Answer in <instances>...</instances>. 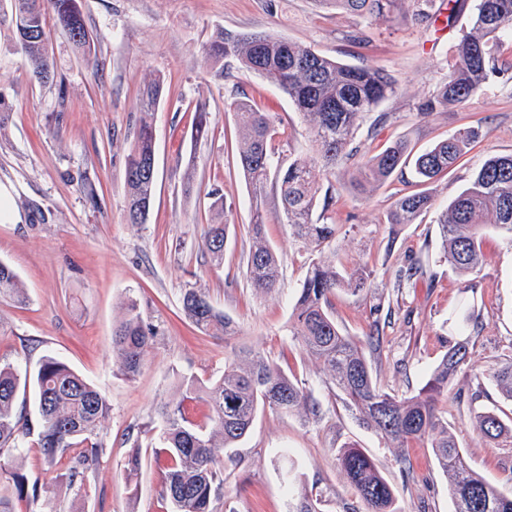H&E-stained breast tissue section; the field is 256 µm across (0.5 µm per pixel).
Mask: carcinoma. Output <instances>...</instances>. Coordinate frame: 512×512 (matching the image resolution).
Wrapping results in <instances>:
<instances>
[{
  "label": "carcinoma",
  "mask_w": 512,
  "mask_h": 512,
  "mask_svg": "<svg viewBox=\"0 0 512 512\" xmlns=\"http://www.w3.org/2000/svg\"><path fill=\"white\" fill-rule=\"evenodd\" d=\"M319 4L364 21H390L402 0H317ZM414 10L405 21L415 24L433 19L434 0H412ZM9 4L11 22L24 63L34 79L53 76L46 16L87 57L91 36L86 29L79 0H0ZM512 39V0H475L471 27L458 40L452 62L436 89L418 109L430 114L450 105L466 103L489 85L493 76L507 70L499 66L502 38ZM217 62H233L244 75L266 80L294 104L309 124L315 147L311 155L289 153L288 166L275 163L269 142L276 118L260 112L242 99L224 103V109L239 118L241 136L236 166L251 188L252 221L245 277L258 294H271L280 287L278 256L265 238L267 187L273 184L283 223L321 253L336 237V225L313 218L317 204L327 212L334 204L330 194L319 196L321 182L336 166L352 169L350 184L360 193L370 184H382L394 173L412 165L425 183L450 169L466 150L482 137V127L471 126L448 137L423 153L410 157L408 145L395 141L368 155L354 145L364 117L396 93L395 81L382 68L349 65L314 48L273 34L219 32L206 47ZM160 83H148L141 95V116L126 158L124 190L127 219L146 222L153 201L155 134L153 116L160 99ZM217 221L208 225L204 250L214 266L224 264V248L230 225L224 220V195L209 192ZM434 204L426 191L403 195L387 213L389 224H413ZM443 258L454 270L472 273L483 261V243L488 230L512 237V155L492 156L482 162L469 184L441 212L438 220ZM367 282L364 268L340 270L323 258L312 261L298 288L292 311V334L303 350L322 366L329 380L355 408L360 419L395 448L405 449L428 440L436 467L448 479V494L454 512H512V492L487 482L466 463L454 435L438 407L448 395L458 374L468 363V343H458L443 355L419 392L399 397L381 388L373 376L365 348L377 345L375 336L362 344L345 335L332 311L336 289L356 292ZM0 298L23 305L25 288L14 270L0 262ZM181 311L202 333L233 336V320L194 288L183 291ZM155 331L142 318L137 301H128L125 314L112 329V350L119 371L133 378L142 367V353ZM489 381L512 402V360L475 374ZM28 383L32 387L37 419L17 407L21 370L17 364H0V459L14 460L37 448L44 461L54 466L66 461L63 477L69 487L84 489L88 474L100 463L107 444L101 423L109 404L100 388L73 371L54 355L40 359ZM183 398L205 402L210 414L203 422L192 419L182 403H166L160 409V452L167 457L162 498L172 512H213L214 501L224 496V452L236 447L249 432L259 408L316 417L319 406L298 380L261 353L241 349L224 360V372L204 382L189 376L182 382ZM477 434L495 442L512 440V413L501 416L493 410H472ZM339 465L350 486L368 506V512H399L391 483L373 459L361 448L339 451ZM38 500L37 486H28L23 474L13 471L0 486V512H12L13 497ZM291 512H318L317 500L306 487L292 489Z\"/></svg>",
  "instance_id": "1"
}]
</instances>
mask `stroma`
Returning <instances> with one entry per match:
<instances>
[{"mask_svg": "<svg viewBox=\"0 0 512 512\" xmlns=\"http://www.w3.org/2000/svg\"><path fill=\"white\" fill-rule=\"evenodd\" d=\"M93 39L89 58L67 37L53 33L54 76L35 81L15 39L10 15L0 16V100L9 112L0 123V185L10 192L13 222L0 221V261L22 280L29 301L19 308L0 299V361L26 360L36 369L50 353L95 383L110 411L102 422L108 447L82 491L67 489L58 466L32 450L15 462L38 484V503L13 500L14 512H169L161 489L165 459L153 452L159 410L181 398L182 378H215L232 351L248 348L277 363L303 383L320 407L319 417L258 412L247 436L224 464V496L214 512H289L290 484H301L320 501L321 512H366L337 460L340 448L364 449L394 488L402 512H452L447 480L426 443L408 450L413 469L403 472L400 449L367 428L342 400L321 366L289 331L296 292L313 252L268 206L266 235L281 262V286L256 294L244 271L249 249V189L235 165L237 117L224 101L243 92L254 107L273 108L280 136L295 151H312L303 117L266 82L220 70L205 51L219 31L268 33L314 47L355 65L386 69L398 92L384 102L383 124L366 117L356 141L378 152L398 140L422 151L459 129L482 124L484 136L458 164L430 184L435 208L416 223L386 224L400 196L416 191L410 170L395 173L356 194L344 167L332 179L336 224L329 250L343 267L364 266L368 286L337 290L331 301L342 331L356 339L375 333L368 360L378 384L412 396L450 347L468 342L475 368L490 369L512 358V239L491 233L476 273L460 275L444 262L436 223L440 210L468 184L492 155H512V83L493 79L462 106L429 115L417 110L446 71L471 10L454 24L419 25L402 20L363 21L314 0H81ZM363 32L362 44L352 43ZM162 83L154 115L156 193L146 223L126 219L125 157L139 123V94L151 80ZM211 114L199 138L193 123L198 104ZM89 179L100 198L92 207L81 188ZM221 189L231 228L224 264L211 266L203 250L211 222V189ZM47 223L31 224L28 203ZM422 258L425 277L398 285L401 270ZM196 288L238 325L232 338L199 332L182 314L183 291ZM136 299L156 335L143 355L140 374L125 378L112 354V327L128 299ZM454 393L441 402L469 467L491 484L512 489V446L478 436L468 398L478 406L512 412L490 384L459 373ZM143 450L138 489H131L125 461L133 444Z\"/></svg>", "mask_w": 512, "mask_h": 512, "instance_id": "1", "label": "stroma"}]
</instances>
